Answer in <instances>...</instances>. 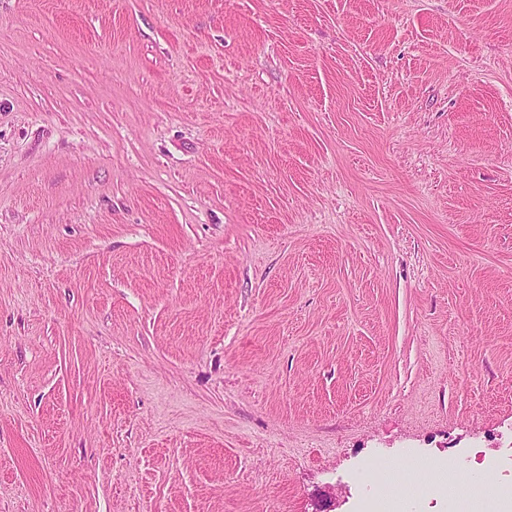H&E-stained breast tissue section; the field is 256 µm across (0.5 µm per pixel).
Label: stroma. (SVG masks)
<instances>
[{"instance_id": "35a3bbf8", "label": "stroma", "mask_w": 512, "mask_h": 512, "mask_svg": "<svg viewBox=\"0 0 512 512\" xmlns=\"http://www.w3.org/2000/svg\"><path fill=\"white\" fill-rule=\"evenodd\" d=\"M473 450L512 0H0V512H459ZM361 475L372 490V497L362 500L359 512H399L400 500L395 491L384 484L376 466L363 468Z\"/></svg>"}]
</instances>
